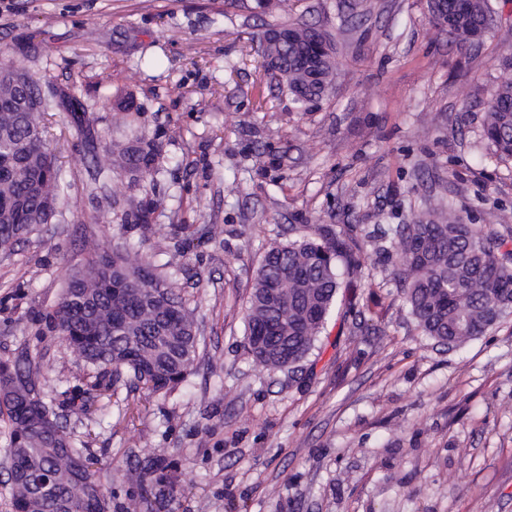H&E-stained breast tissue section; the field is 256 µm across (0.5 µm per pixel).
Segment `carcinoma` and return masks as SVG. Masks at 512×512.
<instances>
[{
	"label": "carcinoma",
	"instance_id": "carcinoma-1",
	"mask_svg": "<svg viewBox=\"0 0 512 512\" xmlns=\"http://www.w3.org/2000/svg\"><path fill=\"white\" fill-rule=\"evenodd\" d=\"M488 0H459L448 5V37L468 43L489 31ZM309 27L295 40L268 44L261 67L280 77L294 108L306 110L323 98L338 67L325 59L312 66L315 54ZM15 78L12 88L0 86V99L40 94L26 72L10 63L0 71ZM512 83L495 91L482 126L493 157L512 161ZM50 105L29 112L0 107V157L10 162L0 174V251L10 252L22 239L50 223L62 190V173L45 139ZM127 162L152 171L159 155L151 142L126 146ZM398 241L394 272L403 303L420 331L439 343L458 346L485 335L512 312V252L499 254L501 243L461 221L457 210L428 208L411 214L406 224L383 232ZM306 238L268 249L259 265L245 315V347L266 369L291 367L305 359L322 334L341 288L338 261L359 240ZM83 360L93 379L79 410L90 409L128 374L154 393H166L193 371L199 355L195 323L184 303L152 264L139 255L94 251L83 268L71 273L56 306L44 316ZM0 420L9 435L11 460L7 484L12 512H110L91 459L71 436L57 433L59 417L45 400L28 351L0 359ZM157 496H174L175 482L162 458L140 475Z\"/></svg>",
	"mask_w": 512,
	"mask_h": 512
}]
</instances>
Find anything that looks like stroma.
<instances>
[{
  "label": "stroma",
  "instance_id": "35a3bbf8",
  "mask_svg": "<svg viewBox=\"0 0 512 512\" xmlns=\"http://www.w3.org/2000/svg\"><path fill=\"white\" fill-rule=\"evenodd\" d=\"M0 61L87 108L49 112L64 189L51 224L0 252V358L29 351L49 399L98 461L111 512H512V314L442 350L398 295V260L377 226L455 203L512 251V162L481 123L512 80V0L457 44L428 0H14ZM332 35L333 91L294 111L259 69L268 24ZM137 109L123 111L121 102ZM160 150L150 174L120 153ZM112 177L95 187V166ZM355 228L362 249L314 350L269 371L244 347L265 250ZM149 259L200 339L193 374L168 394L117 384L82 413L83 362L44 319L92 246ZM177 495L147 503L155 457Z\"/></svg>",
  "mask_w": 512,
  "mask_h": 512
}]
</instances>
